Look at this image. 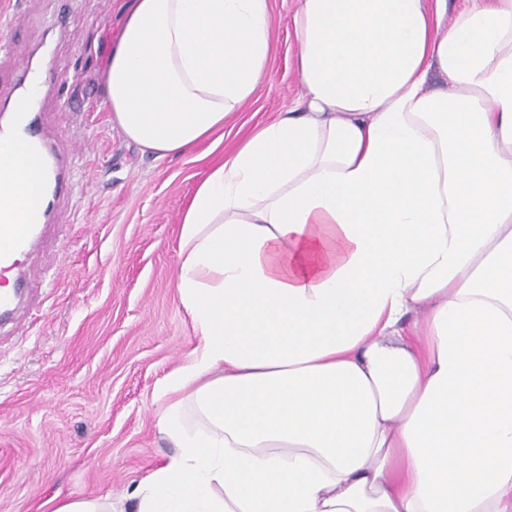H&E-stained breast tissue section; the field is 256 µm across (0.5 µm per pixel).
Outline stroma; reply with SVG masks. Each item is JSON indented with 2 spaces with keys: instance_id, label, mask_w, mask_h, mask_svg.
Listing matches in <instances>:
<instances>
[{
  "instance_id": "1",
  "label": "stroma",
  "mask_w": 512,
  "mask_h": 512,
  "mask_svg": "<svg viewBox=\"0 0 512 512\" xmlns=\"http://www.w3.org/2000/svg\"><path fill=\"white\" fill-rule=\"evenodd\" d=\"M30 48L51 44L43 122L73 182L72 224L48 226L24 267L41 304L18 310L24 333L0 324V512H55L76 499L129 495L170 455L155 427L161 379L184 362L195 330L174 273L182 216L210 167L291 107L303 88L292 17L270 0L265 81L190 153L157 159L128 140L104 74L129 0H20ZM88 140L89 152L73 153Z\"/></svg>"
}]
</instances>
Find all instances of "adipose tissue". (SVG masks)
Returning <instances> with one entry per match:
<instances>
[{
  "instance_id": "obj_1",
  "label": "adipose tissue",
  "mask_w": 512,
  "mask_h": 512,
  "mask_svg": "<svg viewBox=\"0 0 512 512\" xmlns=\"http://www.w3.org/2000/svg\"><path fill=\"white\" fill-rule=\"evenodd\" d=\"M269 0H132L127 138L209 139L264 78ZM304 93L198 186L158 384L174 451L133 512H512V0H300ZM446 87L430 89V69ZM17 223L43 167L0 142Z\"/></svg>"
}]
</instances>
